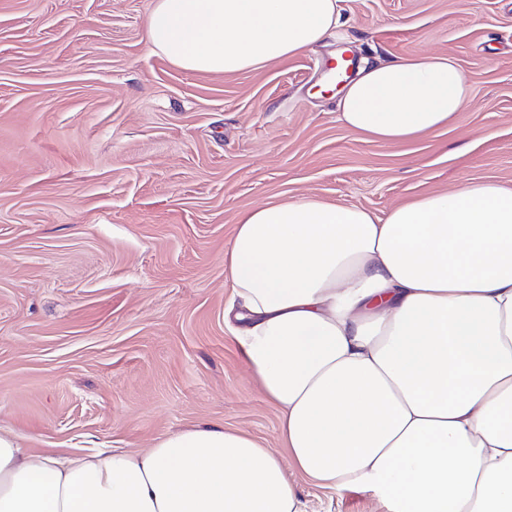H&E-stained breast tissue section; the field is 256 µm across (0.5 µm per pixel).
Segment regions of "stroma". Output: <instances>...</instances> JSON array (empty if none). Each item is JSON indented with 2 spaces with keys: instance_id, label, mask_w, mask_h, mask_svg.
Returning a JSON list of instances; mask_svg holds the SVG:
<instances>
[{
  "instance_id": "35a3bbf8",
  "label": "stroma",
  "mask_w": 512,
  "mask_h": 512,
  "mask_svg": "<svg viewBox=\"0 0 512 512\" xmlns=\"http://www.w3.org/2000/svg\"><path fill=\"white\" fill-rule=\"evenodd\" d=\"M153 0H0V425L23 447L130 452L204 425L280 450L279 412L224 322L239 214L305 196L378 217L512 189V0H340L313 48L231 74L146 39ZM452 58L448 127L389 143L322 91L331 53ZM281 463L305 512H384Z\"/></svg>"
}]
</instances>
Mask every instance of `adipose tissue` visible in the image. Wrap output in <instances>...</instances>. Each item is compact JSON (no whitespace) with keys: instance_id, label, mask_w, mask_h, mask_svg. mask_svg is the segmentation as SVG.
<instances>
[{"instance_id":"1","label":"adipose tissue","mask_w":512,"mask_h":512,"mask_svg":"<svg viewBox=\"0 0 512 512\" xmlns=\"http://www.w3.org/2000/svg\"><path fill=\"white\" fill-rule=\"evenodd\" d=\"M338 0H155L147 41L235 73L298 54ZM470 99L447 57L359 67L336 108L401 142ZM233 337L297 469L385 512H512V190L476 182L380 218L318 198L245 210L224 259ZM0 512H302L275 451L195 427L142 452L61 459L0 427Z\"/></svg>"}]
</instances>
